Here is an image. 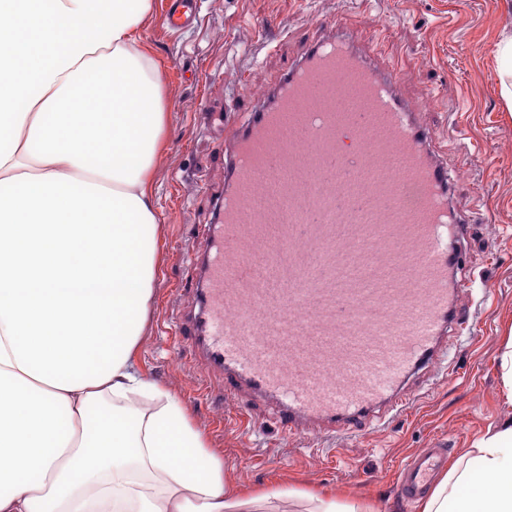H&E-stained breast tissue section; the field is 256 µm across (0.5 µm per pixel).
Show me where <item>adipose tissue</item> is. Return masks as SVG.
<instances>
[{
	"mask_svg": "<svg viewBox=\"0 0 512 512\" xmlns=\"http://www.w3.org/2000/svg\"><path fill=\"white\" fill-rule=\"evenodd\" d=\"M153 0H0V512H230L321 488L235 487L187 410L137 366L159 224ZM418 512H512V421Z\"/></svg>",
	"mask_w": 512,
	"mask_h": 512,
	"instance_id": "obj_1",
	"label": "adipose tissue"
}]
</instances>
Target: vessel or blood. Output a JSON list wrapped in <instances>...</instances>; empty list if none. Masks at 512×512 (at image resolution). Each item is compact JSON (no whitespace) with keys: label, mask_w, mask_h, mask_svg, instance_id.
I'll return each mask as SVG.
<instances>
[{"label":"vessel or blood","mask_w":512,"mask_h":512,"mask_svg":"<svg viewBox=\"0 0 512 512\" xmlns=\"http://www.w3.org/2000/svg\"><path fill=\"white\" fill-rule=\"evenodd\" d=\"M194 20V0H169V28ZM404 80L339 16L317 23L247 119L224 114L220 221L176 333L204 373L267 406L290 437L400 414L407 380L468 321L454 276L468 219ZM447 465L443 449L414 453L402 496L423 495Z\"/></svg>","instance_id":"b4317fda"}]
</instances>
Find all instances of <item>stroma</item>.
<instances>
[{
  "label": "stroma",
  "instance_id": "1",
  "mask_svg": "<svg viewBox=\"0 0 512 512\" xmlns=\"http://www.w3.org/2000/svg\"><path fill=\"white\" fill-rule=\"evenodd\" d=\"M153 0L143 44L159 65L168 101L163 154L154 169L160 224L153 301L137 363L190 412L236 483L339 487L373 498L379 512H416L399 491L402 466L423 448L456 458L472 441L512 419L500 356L512 332V110L501 96L496 47L512 35V0H197L191 28L162 22ZM344 16L360 39L381 37L406 71L410 96L431 103L433 147L456 179L454 203L469 211L461 303L471 318L448 343V358L413 386L403 412L381 426L326 438L283 439L268 410L227 397L200 375L171 334L180 288L197 285L194 256L213 223L223 183L224 104L272 89L315 20Z\"/></svg>",
  "mask_w": 512,
  "mask_h": 512
}]
</instances>
